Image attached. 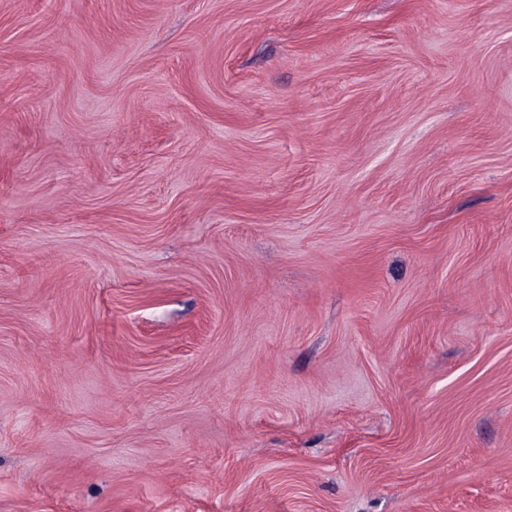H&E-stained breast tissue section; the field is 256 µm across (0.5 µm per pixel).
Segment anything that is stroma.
<instances>
[{"label":"stroma","mask_w":512,"mask_h":512,"mask_svg":"<svg viewBox=\"0 0 512 512\" xmlns=\"http://www.w3.org/2000/svg\"><path fill=\"white\" fill-rule=\"evenodd\" d=\"M0 512H512V0H0Z\"/></svg>","instance_id":"35a3bbf8"}]
</instances>
